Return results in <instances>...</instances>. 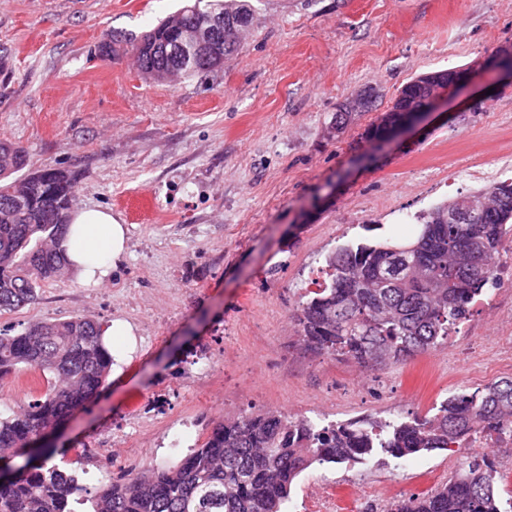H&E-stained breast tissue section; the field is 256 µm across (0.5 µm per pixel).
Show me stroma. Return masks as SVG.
Masks as SVG:
<instances>
[{"instance_id": "35a3bbf8", "label": "stroma", "mask_w": 512, "mask_h": 512, "mask_svg": "<svg viewBox=\"0 0 512 512\" xmlns=\"http://www.w3.org/2000/svg\"><path fill=\"white\" fill-rule=\"evenodd\" d=\"M258 23L221 71L156 83L136 61L91 58L104 33H141L182 0H0V140L23 146L29 171L79 177L76 206L103 207L129 229L128 253L102 286L67 274L0 329L83 316L136 328L137 350L108 388L59 430L52 462L129 414L202 342L224 343V396L181 392L141 437L148 463L185 456L224 419L275 410L325 424L431 416L448 396L512 377V365L449 355L447 343L384 368L317 353L293 318L332 249L407 235L430 207L512 178V78L490 63L512 51V0H247ZM472 69L423 122L385 142L366 136L417 76ZM378 107L343 134L329 126L367 88ZM198 433L172 446L170 420ZM450 451L313 465L286 512H305L317 481L420 496Z\"/></svg>"}]
</instances>
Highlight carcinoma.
<instances>
[{
  "instance_id": "1",
  "label": "carcinoma",
  "mask_w": 512,
  "mask_h": 512,
  "mask_svg": "<svg viewBox=\"0 0 512 512\" xmlns=\"http://www.w3.org/2000/svg\"><path fill=\"white\" fill-rule=\"evenodd\" d=\"M236 22L224 30L221 56L190 48L183 59L164 57L176 33L216 15ZM254 11L239 0H188L150 30L112 31L93 55L136 59L142 74L165 82L224 67ZM418 76L403 100L368 130L378 137L403 122L402 106L420 108L431 85ZM23 147L0 140V315L38 300L48 281L68 272L62 242L77 194V175L44 167L21 176ZM485 200L467 224L448 222V210ZM420 229L400 242L362 241L324 258L325 281L305 295L294 319L298 335L327 356L390 366L448 341L451 326L495 281L505 238H512V181H502L431 208ZM112 357L103 329L75 316L37 320L14 335L0 333V383L25 370L45 376L44 392L16 413L0 417V462H24L0 482V512H282L294 480L311 465L360 463L443 451L473 431L512 427V377L444 400L430 418H369L320 424L260 411L216 424L189 455L127 474L95 496L83 497L78 472L49 464L48 435L104 390ZM387 512H501L496 470L487 457L466 455L448 484L394 501Z\"/></svg>"
}]
</instances>
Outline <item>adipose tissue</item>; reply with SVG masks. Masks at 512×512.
Here are the masks:
<instances>
[{
    "label": "adipose tissue",
    "instance_id": "1",
    "mask_svg": "<svg viewBox=\"0 0 512 512\" xmlns=\"http://www.w3.org/2000/svg\"><path fill=\"white\" fill-rule=\"evenodd\" d=\"M63 247L77 278L97 287L125 256L127 228L111 211L83 208L72 214Z\"/></svg>",
    "mask_w": 512,
    "mask_h": 512
}]
</instances>
